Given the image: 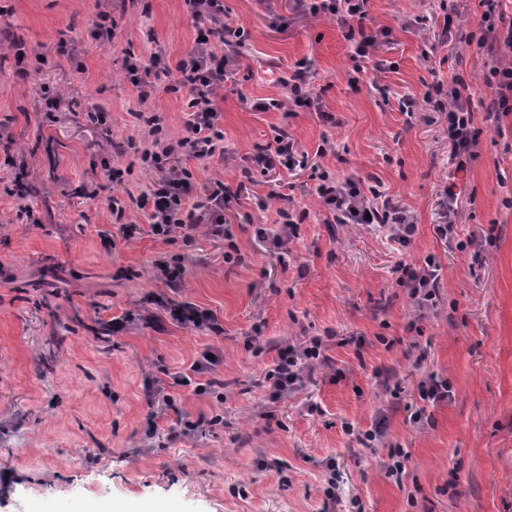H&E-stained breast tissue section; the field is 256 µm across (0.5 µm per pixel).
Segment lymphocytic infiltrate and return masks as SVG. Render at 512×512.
Masks as SVG:
<instances>
[{
  "instance_id": "lymphocytic-infiltrate-1",
  "label": "lymphocytic infiltrate",
  "mask_w": 512,
  "mask_h": 512,
  "mask_svg": "<svg viewBox=\"0 0 512 512\" xmlns=\"http://www.w3.org/2000/svg\"><path fill=\"white\" fill-rule=\"evenodd\" d=\"M486 9L478 27L463 31L461 16L450 12L444 19L446 32L456 33L459 42L490 48L502 43L512 50V20H506L497 9V0H483ZM190 13L199 22V37L176 67H169L160 51L149 54L147 69L152 81L139 79L137 71H130L129 79L139 88L140 98H148L156 86L172 93H185L187 109L186 133L178 139H170L157 118L146 119L145 143L140 158L146 165L151 180L139 195L122 201L113 196L108 208L114 221L120 222L126 237H133L135 225L126 223L127 206H135L146 216L152 234L162 242L181 239L184 246H192L199 228H207L211 236L224 239L227 248L225 261L239 259V249L233 235L224 222V208L230 201L231 192L222 181L211 184L205 197H198L192 174L185 163L194 160L203 164L223 162L224 125L223 115L214 105L218 90L223 89L234 61L233 54L243 45L240 26L224 19L223 0H185ZM367 0H311L312 13L336 16L347 25L346 40L354 44V53L361 58L370 57L376 40L370 35L357 34L352 21H364L367 16ZM224 45L225 54H217L216 45ZM484 83L491 94L484 102V119L498 124L502 115L512 111V65L504 66L492 61L484 75ZM468 84L462 76H454L448 89L432 86L422 99L406 100L402 109L414 111L418 102L434 103L439 96L448 98V141L452 157L458 166H465L479 156L480 131L475 126L471 101L467 94ZM316 180V194L336 224H364L371 222L386 226L389 239L399 247H409L417 231L413 216L404 208L384 199L378 189L364 191L360 182L336 179L327 170L312 173ZM292 195H283L282 207L273 230H260L257 240L260 246L276 249L287 248L297 234V226L303 214L291 206ZM394 272L398 286L406 288L415 308L424 314L436 310L440 284V266L434 258H426L423 264L399 263ZM153 302L166 313L174 315L177 323L193 330H206L215 335L223 334L224 328L213 314L191 303H174L166 295L154 296ZM327 345L315 337L302 345H287L278 352L274 366L267 370L264 379L271 399L278 400L298 389L305 365L311 362H327ZM223 361L220 353L205 350L188 368L171 373L173 386L192 388L201 395L219 386L217 369Z\"/></svg>"
}]
</instances>
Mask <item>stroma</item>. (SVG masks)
I'll return each mask as SVG.
<instances>
[{
	"mask_svg": "<svg viewBox=\"0 0 512 512\" xmlns=\"http://www.w3.org/2000/svg\"><path fill=\"white\" fill-rule=\"evenodd\" d=\"M452 7L468 28L484 10L481 0H368L366 32L388 35L360 60L335 18L297 0H224L245 41L215 98L229 155L190 170L198 191L220 180L237 192L224 211L245 256L236 264L203 228L189 248L155 239L135 209L126 221L138 232L123 238L107 208L108 197L146 185L135 150L112 152L139 137L136 112L160 116L173 137L185 132L180 97L160 89L139 102L127 74L150 50L173 64L192 48L184 0H0V30L28 49L21 64L0 50V512H319L333 469L337 512H512V113L484 123L491 60L444 34ZM102 10L116 28L107 45L95 37ZM303 59L335 123L292 105L256 109L286 97L278 77ZM378 59L387 71H374ZM457 74L482 130L479 158L462 169L449 160L447 110L400 109ZM45 83L61 95L50 115ZM96 107L108 128L88 121ZM284 127L305 166L239 188L241 167ZM108 165L123 170L122 183L107 178ZM315 165L379 181L417 221L410 247L377 226L327 223ZM288 184L306 214L297 237L284 251L254 245V225L274 224ZM446 200L469 249L435 233ZM430 255L441 266L440 305L421 320L392 269ZM173 256L185 267L174 299L213 313L223 335L139 320L103 341L97 331L112 317L140 316L165 292L154 264ZM329 332V362L270 400L263 375L276 347ZM212 348L223 355V398L180 387L171 402L147 404L163 369ZM431 374L447 379V401L420 399ZM382 416L383 439L356 443ZM393 448L407 456L399 479L387 469Z\"/></svg>",
	"mask_w": 512,
	"mask_h": 512,
	"instance_id": "stroma-1",
	"label": "stroma"
}]
</instances>
